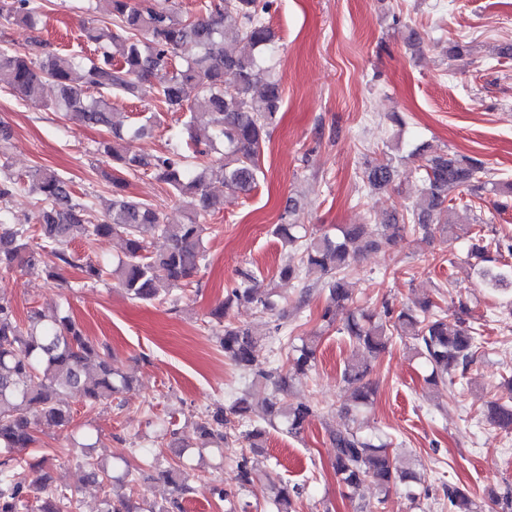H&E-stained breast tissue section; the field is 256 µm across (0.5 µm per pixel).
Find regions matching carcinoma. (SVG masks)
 <instances>
[{"mask_svg":"<svg viewBox=\"0 0 512 512\" xmlns=\"http://www.w3.org/2000/svg\"><path fill=\"white\" fill-rule=\"evenodd\" d=\"M93 11L105 9L112 16V27L87 22L84 35L94 43L97 55L54 53L37 37L22 51L0 48V83L6 84L21 99L38 102L57 112H74L92 127L110 124L112 93L139 98L147 89H155L159 101L168 109L188 112L185 123L191 144L198 134H207L209 142L224 141V155L203 161L202 150L187 152L177 146L151 155H127L120 142L144 134L145 126L126 130L112 127V140L100 143V155L112 161V200L102 218L93 220L89 206L73 192L70 181L50 170L32 175L30 191L36 195L37 231L42 248L69 267L79 268L88 280H98L103 269L68 252L66 245L77 237L93 240L120 236L125 239L123 259L112 267L110 275L134 300L153 302L174 288H184L206 259L203 235L205 225L194 213L183 224H167L152 205L124 194L125 175L139 169L149 170L155 178L170 186L177 196L195 200V210L217 208L209 192L215 180L233 192L248 193L264 175L261 155L281 104V84L269 65L272 33L265 21L271 0H218L209 5L208 15L186 22L176 18L160 0H145L142 6L130 0H93ZM22 23L34 28L39 11L33 0H0V21ZM191 43L196 53L178 65L172 57L183 45ZM239 50L226 53L224 44ZM54 86L57 95L46 98V88ZM95 89L99 96L89 98ZM425 156L424 173L418 201L407 210V219L398 222L389 217L382 224H346L339 234H320L292 216L296 204L288 205L286 219L274 227L273 234L288 248V263L279 274L288 280L301 278L303 267L323 275L329 305L322 320L336 322L342 313L340 333L347 336L355 354L342 371L347 401L356 409L368 406L375 388L367 379L369 363L384 353L395 339L409 342V349L429 368V381L454 383L456 374H465L481 345L480 329L471 326L466 302L459 301L453 313L454 323L437 301L427 297L418 306L399 310L383 303L382 310L354 305L346 276L358 254L377 247L407 229L424 240L435 232H445L458 223L457 193L464 189L478 196L483 192L512 197V181L489 178L482 161L428 144L418 147ZM391 158L367 168L369 189L387 188L394 179ZM19 190L18 182L0 168V203L8 202ZM167 240L165 250L149 249L144 233ZM468 258L472 274L492 293L512 291V264L492 257L500 253V242L483 234V228L468 227ZM26 229L8 223V210L0 206V270L33 268L41 261V252L30 248ZM241 281L223 303L211 309L209 316L220 330L219 346L240 371L252 373L265 382L270 394L262 411H255L247 398L239 397L229 408L217 407L194 422L199 444L221 448L228 440L227 428L238 425L241 434L254 449L262 447L267 429H279L298 437L314 415L306 404L287 401L293 377L306 374L315 365L316 350L309 343L292 347L287 365L256 369L257 351L263 334L226 319V310L235 303L253 304L263 311L277 306L275 294L262 289L253 272H239ZM129 386V379L112 364L107 343L86 336L68 315L48 321L35 310L25 323L14 313L11 302L0 297V512H77L72 494L55 490L30 501L31 492L47 488L51 477L42 462H29L16 453L38 442L35 426L47 423L63 429L71 427L73 413L62 401L68 391L80 393L93 408L107 402ZM487 420L503 430L512 429V403L493 402L487 408ZM336 476L351 492L365 483L374 484L385 497L406 485L408 498L416 499L409 482L415 474L397 467L389 443L378 435L346 428L331 433ZM88 482L103 491L101 512H183L179 496L190 490L184 472L171 466L158 469L157 476L174 488L176 496L169 505L139 503L116 491L133 486L141 469L125 470L120 476L100 462L79 461ZM39 473L28 483L22 471ZM240 489L251 485L259 475V461L242 457L237 463ZM271 504L275 512H297L299 492L286 484L271 486ZM449 512H476L472 493L465 487L444 486Z\"/></svg>","mask_w":512,"mask_h":512,"instance_id":"1","label":"carcinoma"}]
</instances>
